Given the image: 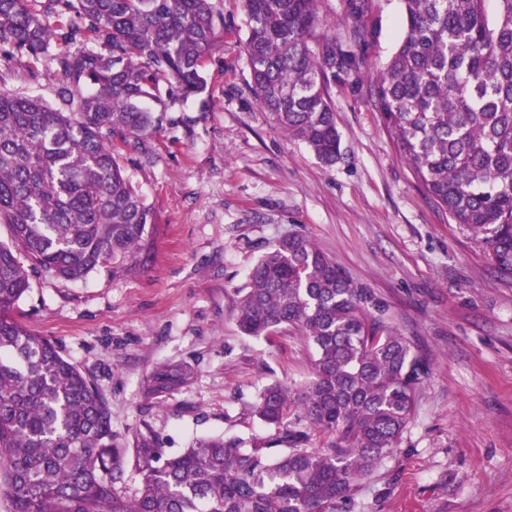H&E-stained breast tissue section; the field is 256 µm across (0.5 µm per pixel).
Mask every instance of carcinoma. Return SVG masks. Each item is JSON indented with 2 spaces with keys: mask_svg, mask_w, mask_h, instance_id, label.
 I'll return each mask as SVG.
<instances>
[{
  "mask_svg": "<svg viewBox=\"0 0 512 512\" xmlns=\"http://www.w3.org/2000/svg\"><path fill=\"white\" fill-rule=\"evenodd\" d=\"M404 35L367 96L401 157L454 224L512 277V0H402ZM322 0H242L250 90L325 165L341 156L328 84L359 88L370 0H343L348 38L319 32ZM55 18L59 26L50 25ZM210 0H0V67L51 57L54 105L0 88V503L5 512H356L398 444L426 376L386 306L309 239L287 234L251 269L236 320L300 331L316 351L300 390L272 383L254 416L275 438L222 437L163 457L134 435L140 487L98 387L10 317L29 269L81 280L130 270L156 223L116 160L154 127L151 100L204 89ZM30 262L25 267L21 258ZM326 445H312V437Z\"/></svg>",
  "mask_w": 512,
  "mask_h": 512,
  "instance_id": "obj_1",
  "label": "carcinoma"
}]
</instances>
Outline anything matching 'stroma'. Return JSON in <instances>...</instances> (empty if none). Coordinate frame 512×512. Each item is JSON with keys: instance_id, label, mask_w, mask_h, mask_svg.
<instances>
[{"instance_id": "obj_1", "label": "stroma", "mask_w": 512, "mask_h": 512, "mask_svg": "<svg viewBox=\"0 0 512 512\" xmlns=\"http://www.w3.org/2000/svg\"><path fill=\"white\" fill-rule=\"evenodd\" d=\"M212 5L224 31L204 92L157 113L147 154L119 156L156 215L149 250L78 282L31 274L13 318L101 388L120 444L148 430L168 457L202 438L268 440L260 391L304 385L314 349L294 329L244 335L236 292L277 239L306 235L383 300L429 367L362 512H512V280L427 195L366 92L328 86L336 164L289 138L248 88L241 0ZM365 29L367 83L403 37L401 0H371ZM180 366L191 377L171 380Z\"/></svg>"}]
</instances>
